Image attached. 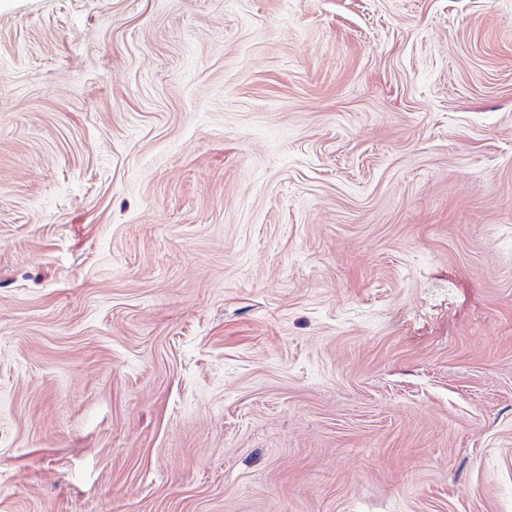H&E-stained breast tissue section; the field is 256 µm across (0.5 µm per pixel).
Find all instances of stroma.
I'll return each mask as SVG.
<instances>
[{
    "label": "stroma",
    "mask_w": 512,
    "mask_h": 512,
    "mask_svg": "<svg viewBox=\"0 0 512 512\" xmlns=\"http://www.w3.org/2000/svg\"><path fill=\"white\" fill-rule=\"evenodd\" d=\"M0 512H512V0H0Z\"/></svg>",
    "instance_id": "1"
}]
</instances>
